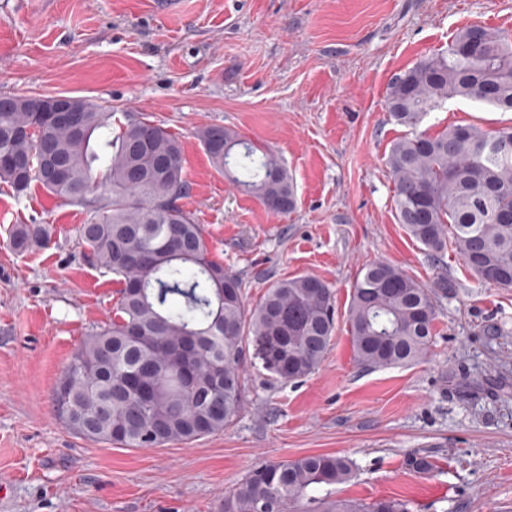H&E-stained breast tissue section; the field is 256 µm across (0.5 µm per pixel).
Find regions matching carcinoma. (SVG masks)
Returning a JSON list of instances; mask_svg holds the SVG:
<instances>
[{
  "mask_svg": "<svg viewBox=\"0 0 512 512\" xmlns=\"http://www.w3.org/2000/svg\"><path fill=\"white\" fill-rule=\"evenodd\" d=\"M453 99L512 111V37L466 26L447 51L392 82L388 111L411 129L386 159L396 216L430 253L451 245L480 281L512 288V126L418 130ZM39 102L0 97V182L18 195L35 184L80 206L86 257L122 285L113 317L85 336L57 385L56 412L70 429L120 448L189 443L238 417L249 350L287 381L316 369L336 326L332 289L299 275L247 306L242 280L212 258L203 226L179 204L188 183L177 137L144 113L126 114L115 133L101 105L73 97V111L56 116ZM196 135L214 167L269 211L295 207L293 177L272 152L222 127ZM49 243L44 224H17L9 239L19 253ZM131 281L141 294L129 292ZM435 318L432 289L391 264L364 266L348 310L357 362L387 368L424 359ZM353 474L338 454L264 461L224 492V512H408L398 499L336 496Z\"/></svg>",
  "mask_w": 512,
  "mask_h": 512,
  "instance_id": "1",
  "label": "carcinoma"
}]
</instances>
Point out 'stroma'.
I'll list each match as a JSON object with an SVG mask.
<instances>
[{
	"mask_svg": "<svg viewBox=\"0 0 512 512\" xmlns=\"http://www.w3.org/2000/svg\"><path fill=\"white\" fill-rule=\"evenodd\" d=\"M479 24L512 34V0H0V96L68 95L143 112L183 145L216 260L249 303L307 274L335 294L332 345L286 382L248 356L247 401L224 432L119 448L58 417L54 389L76 348L109 320L118 282L87 262L81 207L0 184V512H222L259 462L340 454L336 494L397 498L411 512H512V288L477 280L455 250L435 256L396 218L386 155L408 133L390 116L393 79ZM512 124V112L448 101L423 131ZM223 127L285 164L296 207L275 214L218 172L196 137ZM17 224L48 247L16 253ZM374 261L434 293L424 360L357 362L350 293ZM431 468L413 469V458ZM50 243V236L44 224H17L13 227L9 247L15 252H26L35 247L42 248Z\"/></svg>",
	"mask_w": 512,
	"mask_h": 512,
	"instance_id": "stroma-1",
	"label": "stroma"
}]
</instances>
